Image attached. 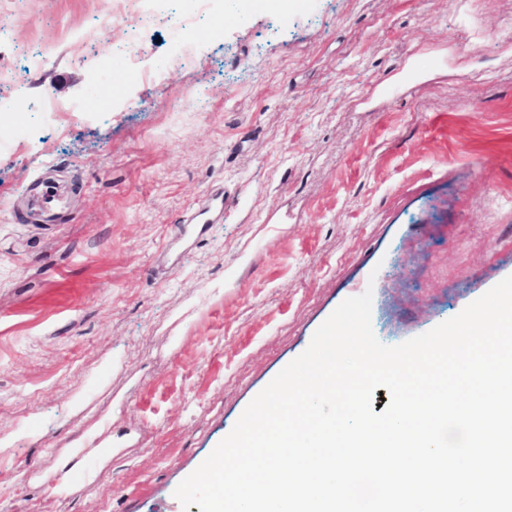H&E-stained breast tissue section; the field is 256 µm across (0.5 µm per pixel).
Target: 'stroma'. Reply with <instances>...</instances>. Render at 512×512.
<instances>
[{
  "label": "stroma",
  "instance_id": "stroma-1",
  "mask_svg": "<svg viewBox=\"0 0 512 512\" xmlns=\"http://www.w3.org/2000/svg\"><path fill=\"white\" fill-rule=\"evenodd\" d=\"M254 3L185 41L0 0V512H200L177 486L345 299L394 346L512 275V0ZM132 34L148 78L90 95Z\"/></svg>",
  "mask_w": 512,
  "mask_h": 512
}]
</instances>
